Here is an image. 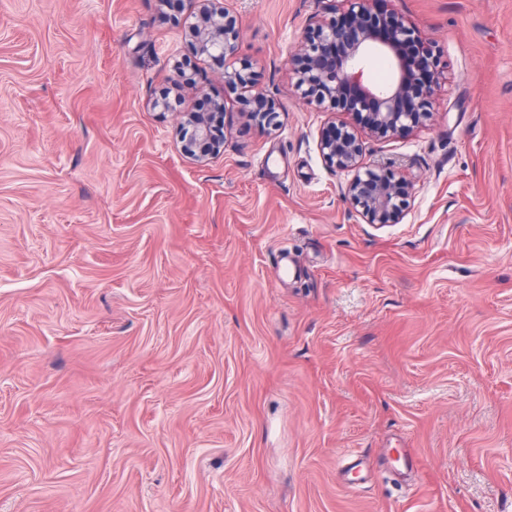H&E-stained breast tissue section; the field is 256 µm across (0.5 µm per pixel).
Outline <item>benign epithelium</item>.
I'll return each instance as SVG.
<instances>
[{"label":"benign epithelium","mask_w":512,"mask_h":512,"mask_svg":"<svg viewBox=\"0 0 512 512\" xmlns=\"http://www.w3.org/2000/svg\"><path fill=\"white\" fill-rule=\"evenodd\" d=\"M187 2L197 5L196 22L186 33L194 52L220 61L233 55L238 29L224 0H161L168 7L179 8ZM345 2V10L316 21L294 55L297 87L327 111L354 115L371 137L405 134L429 117L430 99L440 79L438 58L411 25L379 11L377 0ZM371 54L390 61L394 76L389 84L365 81L364 61ZM180 85L194 88L204 100L200 110L190 113L192 130L181 146L184 154L203 161L223 151L224 138L215 121L223 103L209 98L193 74L183 69L175 80V86ZM255 85L253 66L224 67V89L238 94L241 111L257 126L273 127L278 118L276 104L254 91ZM318 148L328 167L353 172L345 195L361 209L366 223L401 222L409 183L391 170L362 165L363 141L350 126L328 123L319 133Z\"/></svg>","instance_id":"benign-epithelium-1"}]
</instances>
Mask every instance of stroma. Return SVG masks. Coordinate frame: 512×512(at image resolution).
I'll list each match as a JSON object with an SVG mask.
<instances>
[{
	"instance_id": "1",
	"label": "stroma",
	"mask_w": 512,
	"mask_h": 512,
	"mask_svg": "<svg viewBox=\"0 0 512 512\" xmlns=\"http://www.w3.org/2000/svg\"><path fill=\"white\" fill-rule=\"evenodd\" d=\"M226 2L276 127L158 0H0V512H512V0H383L442 67L384 227L292 73L331 0ZM256 77V71L252 65H244L240 68L224 65V89L238 94L241 111L260 128L276 126L278 111L275 102L262 93H252L256 85ZM239 90L240 93H238ZM246 92L249 95H245ZM175 86L187 85L194 88L201 99L204 100L203 107L196 111L188 113L190 125L192 127L190 136L183 141L182 152L188 156L203 161L210 156L220 154L224 147V138L221 135L222 128L215 121L216 115L223 113L224 102L215 101L204 93L203 88L197 86L193 74H187L185 69L178 71Z\"/></svg>"
}]
</instances>
